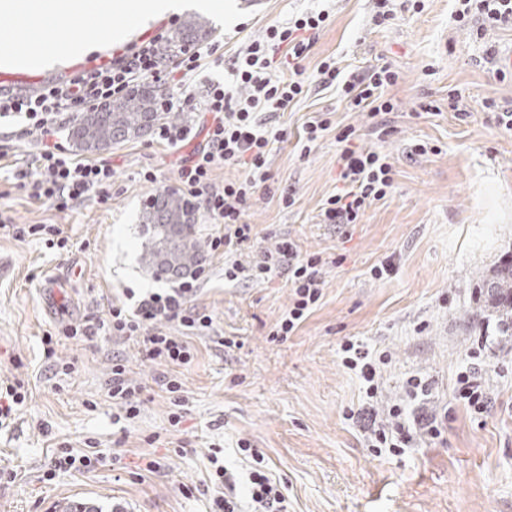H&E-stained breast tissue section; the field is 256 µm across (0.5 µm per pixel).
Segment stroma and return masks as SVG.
Masks as SVG:
<instances>
[{"mask_svg":"<svg viewBox=\"0 0 512 512\" xmlns=\"http://www.w3.org/2000/svg\"><path fill=\"white\" fill-rule=\"evenodd\" d=\"M452 0H424L423 10L398 9L383 27L371 23V0H224L223 18L208 17L224 56L193 83L194 98L176 123L202 124L200 93L207 79L230 73L234 56L268 26L321 9L330 17L304 60L308 93L270 124L283 130L244 220L266 243L288 236L301 252L321 253L323 296L287 340L268 333L287 309L286 277L243 287L224 280V258L209 252L219 227L196 213L197 238L211 271L196 303L213 318L206 334L192 337L193 365L183 370L182 407L161 385L164 365L147 361L137 345L111 340H64L54 361L42 338L87 317L104 319L123 291L169 287L143 266L147 238L142 213L152 196L176 186V171L200 138L171 148L152 134L107 149L114 164L108 199H91L67 210L34 201L18 176L34 159L40 140L23 125L9 126L0 158V219L20 226L53 224L66 248L41 236L17 238L0 229V386L23 383L27 398L0 425V471L14 479L0 484V512H54L57 503L87 504L101 512H205L204 491L212 471L209 450L224 451V464L238 483L246 467L236 448L245 438L265 455L286 486L288 512H512V337L499 335L494 317L476 303L479 278L512 256V131L484 112L485 98L512 102V81H498L475 64L487 46L512 52V26L477 40L451 19ZM334 57L346 69L389 63L399 71L388 93L399 108L388 116L384 143L370 136V120L345 111L332 90L314 83L318 62ZM458 89L468 119L448 109ZM435 113L427 114L423 105ZM332 127L309 154L298 134L315 118ZM354 126L359 144L380 149L394 164V185L372 203L347 234L320 223V208L338 185L336 143L340 127ZM428 144L424 156H408L413 143ZM153 171L156 183L141 174ZM293 194L295 204L281 198ZM391 262L381 279L371 270ZM56 280L60 310L46 311L42 290ZM234 336L240 349L219 341ZM351 340L372 353L390 352L382 369V404L411 406L406 381L431 383V410L445 418L439 438L421 436L399 456H375L349 410L365 402L362 384L343 367L341 345ZM484 347L482 378L492 399L483 414L457 399V377ZM120 351L129 375L143 387L141 412L127 426L112 422L106 396L112 353ZM71 362L73 373L55 374L53 362ZM179 411L176 432L168 416ZM75 452L95 446L103 460L91 470L45 475L59 443ZM184 446L177 454L175 446ZM157 461L155 472L144 469Z\"/></svg>","mask_w":512,"mask_h":512,"instance_id":"1","label":"stroma"}]
</instances>
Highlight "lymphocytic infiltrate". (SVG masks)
Listing matches in <instances>:
<instances>
[{
	"mask_svg": "<svg viewBox=\"0 0 512 512\" xmlns=\"http://www.w3.org/2000/svg\"><path fill=\"white\" fill-rule=\"evenodd\" d=\"M452 17L462 27L484 39L489 29L512 24V0H454ZM329 17L328 11L308 12L289 20L287 25H271L262 38L239 51L232 63L235 90H226L223 82L208 81L203 110L211 116L203 147L183 161L177 172V189L195 208L204 211L222 232L212 235V253L224 257V279L228 282L261 284L272 276H285L291 288V302L269 333L270 340L283 341L292 335L322 297L323 259L319 254H301L288 238L264 246L254 225L243 222L244 208L258 183L267 178L272 138L264 129L266 118L287 111L306 92L302 62L312 47L311 32L319 30ZM169 40L166 29L152 37L127 46L107 64L82 70L63 81H49L35 89L14 92L0 89V120L21 119L27 132L38 133L42 144L30 169L21 171L31 199L65 210L91 197H108L112 188V162L108 159L79 160L55 144L61 128L78 113L111 102L134 86L150 80H162L186 87L194 73L206 65L218 50L207 43L181 48L168 56L163 46ZM319 87L335 88L351 112H364L372 120L371 135L385 141L391 134L387 117L396 111V100L388 96L399 74L390 65H376L346 73L334 58L317 65ZM355 127L347 126L336 135L338 181L335 194L321 208V221L342 232L360 223L366 208L384 199L394 183L393 165L388 155L357 145ZM243 167L242 178L217 185L212 173L220 165ZM209 278L205 266L174 285L158 291L135 294L127 291L126 302L113 304L105 320L87 319L62 327L58 335L42 338L46 359H53L60 339L92 341L101 336L113 342L135 341L145 360L173 367H189L195 350L189 338L210 329L212 317L198 307L195 299ZM177 324L180 334L168 331ZM342 364L363 382L366 402L350 411L366 436L368 447L376 452L398 453L410 446L414 430L430 437L441 434L442 420L422 405L429 396V383L413 376L407 391L417 405L405 411L401 405L377 408L381 394V368L389 361L387 353L372 356L352 341L341 346ZM142 386L128 376L125 360L113 356L107 396L117 412L114 421L132 420L140 413ZM238 450L250 461L245 489L211 454V482L216 489L208 512H288V497L280 480L274 478L264 457L250 441L238 442Z\"/></svg>",
	"mask_w": 512,
	"mask_h": 512,
	"instance_id": "1",
	"label": "lymphocytic infiltrate"
}]
</instances>
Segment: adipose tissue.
Listing matches in <instances>:
<instances>
[{
	"label": "adipose tissue",
	"instance_id": "ef3b65f1",
	"mask_svg": "<svg viewBox=\"0 0 512 512\" xmlns=\"http://www.w3.org/2000/svg\"><path fill=\"white\" fill-rule=\"evenodd\" d=\"M179 0H0V13L13 28L0 31V66L49 68L63 60L91 53L88 44L72 42L71 28L96 18L120 13L124 27L107 30L105 41H120L143 22L179 10Z\"/></svg>",
	"mask_w": 512,
	"mask_h": 512
}]
</instances>
